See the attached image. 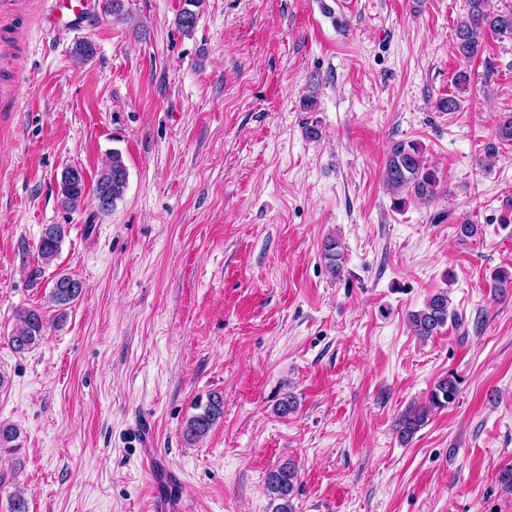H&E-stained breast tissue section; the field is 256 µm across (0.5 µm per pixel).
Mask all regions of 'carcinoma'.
Returning <instances> with one entry per match:
<instances>
[{"instance_id": "carcinoma-1", "label": "carcinoma", "mask_w": 512, "mask_h": 512, "mask_svg": "<svg viewBox=\"0 0 512 512\" xmlns=\"http://www.w3.org/2000/svg\"><path fill=\"white\" fill-rule=\"evenodd\" d=\"M127 0H104V13L117 21L126 18ZM203 0H184V8L176 15V28L184 33H191L196 27L199 16L198 7ZM466 17L455 29L454 48L459 57L471 60L478 56L483 48L486 35L512 38V8L496 9L492 0H466ZM512 144V113L499 117L495 128V140L485 146V156L498 154L499 146ZM385 186L392 195L395 207H401L410 199L427 202L436 200L439 194L440 178L436 170L424 160L423 147L415 141H398L394 143L385 160ZM129 172L120 151L114 149L99 172L92 189L99 213L112 212L120 201L128 185ZM61 203L68 209L81 204L86 193L85 179L72 175L71 167H66L61 174ZM63 238V229L58 224H50L40 239L39 256L43 263H48L57 254ZM323 257L331 274L340 273L342 253L333 238L323 242ZM494 293L505 297L512 290V271L499 269L493 274ZM82 282L70 275L60 276L54 288L50 289L49 298L60 310L78 299L82 293ZM18 325L8 338L10 346L17 352H25L35 346L44 335L42 315L33 309L17 314ZM459 323V319L448 308V294L439 291L433 294L424 307L410 314V323L414 335L422 340L438 334L448 325V321ZM460 380L450 374L436 381L425 401L413 405L400 414L395 423V430L401 442L408 443L414 435L429 422L433 413L448 407L459 393ZM298 409L296 397L290 393L279 399L274 411L280 417L293 414ZM224 399L219 393H212L207 399L202 412L190 417L185 433L190 441H196L208 434L215 422L223 415ZM18 439V430L11 424L0 423V449L15 450L13 445ZM297 473L289 463L269 471L266 474L264 490L269 499L272 512H294V498Z\"/></svg>"}]
</instances>
